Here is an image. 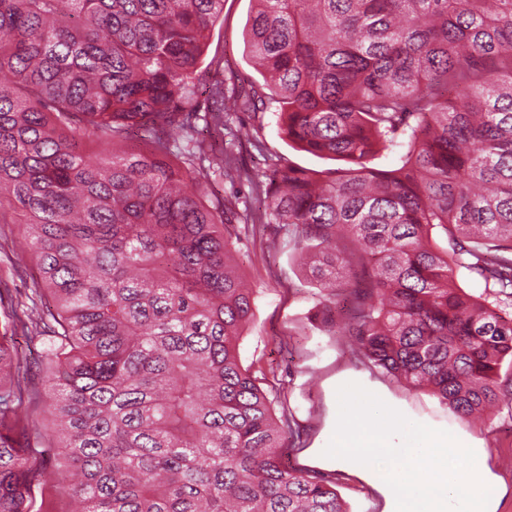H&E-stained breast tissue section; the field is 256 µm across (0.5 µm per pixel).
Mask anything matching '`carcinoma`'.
<instances>
[{
    "instance_id": "1",
    "label": "carcinoma",
    "mask_w": 512,
    "mask_h": 512,
    "mask_svg": "<svg viewBox=\"0 0 512 512\" xmlns=\"http://www.w3.org/2000/svg\"><path fill=\"white\" fill-rule=\"evenodd\" d=\"M223 2L0 0V224L38 269L0 322V512H52L42 411L76 512H349L335 482L283 462L288 416L242 364V225L285 231L325 323L374 366L461 419L512 401V0H254L264 84L216 82L210 123L249 141L228 116L273 100L292 146L344 162L278 160L256 182L198 137ZM143 127L142 147L91 150ZM214 172L254 182L264 210L206 199ZM18 331L45 344L48 402Z\"/></svg>"
}]
</instances>
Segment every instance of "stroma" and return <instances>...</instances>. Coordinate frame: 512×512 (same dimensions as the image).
I'll return each instance as SVG.
<instances>
[{"label":"stroma","instance_id":"35a3bbf8","mask_svg":"<svg viewBox=\"0 0 512 512\" xmlns=\"http://www.w3.org/2000/svg\"><path fill=\"white\" fill-rule=\"evenodd\" d=\"M252 0H224L197 70L198 104L207 107V87L223 69L227 85L244 91L261 83L246 44ZM233 123L244 124L256 144L231 143L255 177H263L273 160L317 170L336 168L333 160L293 149L279 131L277 105L263 112H238ZM236 261L257 290L254 318L239 345L244 366L278 401L292 426L283 437V460L311 476L332 479L350 512H383L384 498L351 465L309 464L308 449H325L337 421V388L356 382L376 393L408 419L444 429L482 448L483 461L499 488L497 512H512V409H500L481 422L456 416L429 391L414 387L374 367L351 347L341 327L322 324L321 290L310 269L300 265L283 233L275 229L241 233ZM37 275L34 252L23 245L21 228L0 226V288L24 289Z\"/></svg>","mask_w":512,"mask_h":512}]
</instances>
